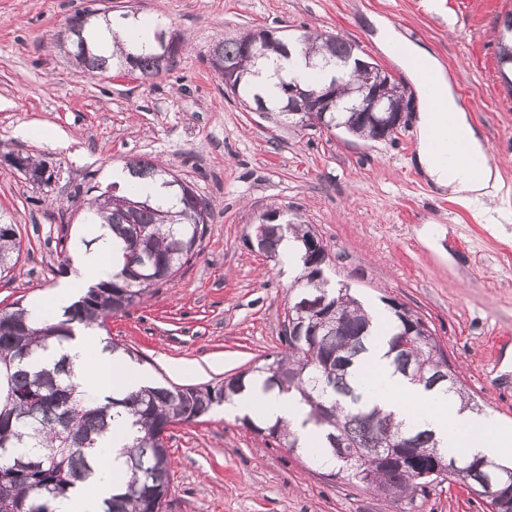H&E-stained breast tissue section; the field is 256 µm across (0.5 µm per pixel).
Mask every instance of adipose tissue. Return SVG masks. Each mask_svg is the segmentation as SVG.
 Wrapping results in <instances>:
<instances>
[{"label":"adipose tissue","instance_id":"ef3b65f1","mask_svg":"<svg viewBox=\"0 0 512 512\" xmlns=\"http://www.w3.org/2000/svg\"><path fill=\"white\" fill-rule=\"evenodd\" d=\"M370 22L374 28L373 39L384 52L391 54L411 76L415 87H422L423 80L415 66L424 61L435 81V94L445 105V112H436L430 104H423L415 117L414 135L416 153L413 162L429 184L439 194L469 205L492 201L501 186V176L496 167L485 166L474 172L467 164H445L437 160L432 151L430 130L452 123L457 141L467 152L476 156L485 154L487 147L480 131L472 124L467 112L460 106L452 80L438 58L408 41L389 20L376 15ZM112 252L108 245L99 244L79 252L72 262V269L65 282L50 292L44 301L34 305L31 317L41 320L48 311H60L76 297V291L92 277L103 278L111 271L109 259ZM375 331L363 358L369 369L374 401L384 410L410 423L422 425L433 431L441 447L463 451L469 457H485L499 463L512 459V428L502 426L485 413L461 409L455 394L433 392L418 388L394 372L385 355L390 336V315L380 309L373 310ZM94 331L79 327L64 344L74 367V381L80 389L97 397L122 396L148 385L145 373L103 350H90L89 341ZM228 414L248 416L267 422L279 419L291 424L303 445L316 446L321 433L303 423L306 409L295 397L264 391L261 384H254L250 391L236 396L226 407ZM131 433L125 425H118L101 440L105 469L94 485L77 488L69 497L56 504V512H98L103 498L122 485L127 472L123 448Z\"/></svg>","mask_w":512,"mask_h":512}]
</instances>
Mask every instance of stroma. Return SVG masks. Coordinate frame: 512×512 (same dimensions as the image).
I'll list each match as a JSON object with an SVG mask.
<instances>
[{"label": "stroma", "instance_id": "obj_1", "mask_svg": "<svg viewBox=\"0 0 512 512\" xmlns=\"http://www.w3.org/2000/svg\"><path fill=\"white\" fill-rule=\"evenodd\" d=\"M86 9L164 18L185 46L162 77L91 78L65 49L71 19ZM510 12L512 0H0V219L22 239L17 265L0 276V309L66 279L58 239L88 232L74 192L107 186L111 170L143 157L213 204L193 263L95 331L97 341L133 350L151 381L214 384L282 351L294 280L247 242L260 215L277 208L315 230L331 281L368 307L396 301L417 313L476 403L511 424L512 94L496 46ZM374 15L453 76L501 173L492 206L504 222L484 223L476 208L436 194L413 166L419 99L374 43ZM262 29L340 36L392 74L408 101L394 139L307 129L226 92L209 63L213 42ZM11 154L43 160L54 181H27ZM167 446L165 512H488L485 499L449 481L424 497L384 501L220 406L172 426Z\"/></svg>", "mask_w": 512, "mask_h": 512}]
</instances>
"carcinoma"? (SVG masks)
I'll return each instance as SVG.
<instances>
[{
    "label": "carcinoma",
    "mask_w": 512,
    "mask_h": 512,
    "mask_svg": "<svg viewBox=\"0 0 512 512\" xmlns=\"http://www.w3.org/2000/svg\"><path fill=\"white\" fill-rule=\"evenodd\" d=\"M91 14L85 10L75 15L68 28L69 55L76 66L94 77L131 65L148 79L164 74L171 60L157 55L156 38L110 47L103 30L110 29L112 17L104 14L84 21ZM252 32L218 39L210 53L231 59L238 68L236 96L255 111L288 110L286 88L297 80L284 73L278 75L279 96L262 97L250 74L268 62L291 54H301L305 63L319 71L343 70L342 60L354 55L351 43L337 35L305 32L284 44L269 48L266 54L250 49ZM512 13L506 15L498 31V63L512 70ZM368 73L356 70L353 83L333 78L308 85L310 89L326 87L334 98L333 127L371 141L390 138L376 125L360 119L356 111L367 86ZM22 172L32 183L48 185L52 175L45 174V163L29 155L22 157ZM134 179L149 178L168 188L167 198L141 193L137 187L125 194L128 199H142L147 206L130 212L109 203L105 192L87 199L82 206L83 221L96 227V235L59 238L61 253L74 246L89 248L98 241L112 242L116 255L112 275L83 289L61 316L34 322L22 301L17 300L0 310V512H55L54 503L68 497L84 481L100 472L99 441L118 420L131 430L127 446L129 478L117 493L103 499L99 512H163L171 485V458L167 439L175 424L199 422L215 407L229 403L252 386L263 381L266 391L295 395L307 407L303 425L321 431L323 448L332 460L334 472L347 466L341 460L336 441L357 454L355 463L342 474L365 485L387 500L405 498L416 491L426 492L430 480L415 470L394 461H380L377 448H389L401 436L411 439L415 448H436L432 431L399 420L371 403L360 391L354 373L366 342L373 335L372 318L351 289L336 288L327 279H315L308 266L316 263L307 252L306 243L313 232L308 224H292L281 219L264 226L265 250L279 255L286 239L294 240L300 251L303 272L296 280V292L289 306L292 317L303 325V335H295L291 321L284 320L286 348L266 365L238 373L214 385L151 384L132 390L122 398L103 401L77 390L72 383L73 368L62 354L50 366L33 362L39 349L60 346L72 335L76 325L101 328L112 315L127 310L149 294L153 288L174 281L181 268L200 253L207 233L212 203L198 193L190 194L182 180L166 168L145 159L126 164ZM22 251V240L15 225L0 223V273L11 271ZM139 254L147 264L142 274L132 267L131 256ZM328 297L325 306L310 312L305 303L309 295ZM393 329L386 357L394 372L425 390H448L455 393L463 410H473L476 403L463 387L434 384L435 363L444 354L438 339L426 328L423 319L412 310L392 306ZM418 340L412 353L399 350V342L409 333ZM244 423L259 433L279 439L290 449H299V437L287 424L276 421L261 423L248 417ZM440 453L448 461L466 465L465 471H452L448 480L462 484L464 477L478 472L481 459H469L462 453Z\"/></svg>",
    "instance_id": "cac0c4a2"
}]
</instances>
